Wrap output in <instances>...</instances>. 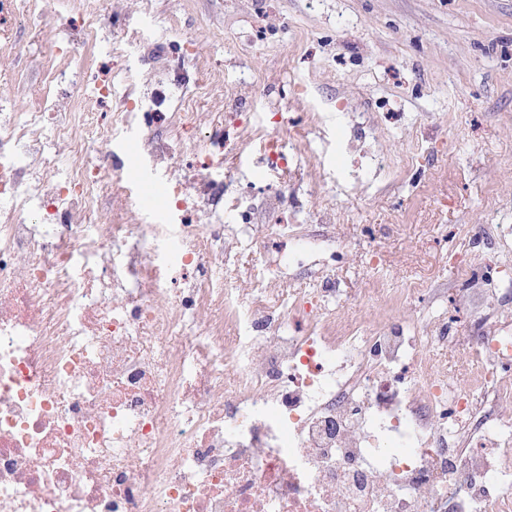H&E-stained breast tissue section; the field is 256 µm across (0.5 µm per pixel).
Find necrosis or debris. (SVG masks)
I'll return each instance as SVG.
<instances>
[{"mask_svg": "<svg viewBox=\"0 0 512 512\" xmlns=\"http://www.w3.org/2000/svg\"><path fill=\"white\" fill-rule=\"evenodd\" d=\"M21 14L41 25L48 0H0V54ZM83 82L57 69L0 114V512H512V330L481 317L448 381L447 315L371 324L338 288L291 287L323 279L334 227L227 193L222 117L186 168L134 108L71 99ZM116 139L180 186L135 224ZM274 236L225 284L242 241ZM236 255L237 258L233 266L224 265V281L240 284L246 282L253 270L259 267L262 261V252L245 242L239 245Z\"/></svg>", "mask_w": 512, "mask_h": 512, "instance_id": "4bbe7bcc", "label": "necrosis or debris"}]
</instances>
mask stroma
<instances>
[{
  "label": "stroma",
  "instance_id": "35a3bbf8",
  "mask_svg": "<svg viewBox=\"0 0 512 512\" xmlns=\"http://www.w3.org/2000/svg\"><path fill=\"white\" fill-rule=\"evenodd\" d=\"M88 85L126 68L141 94L168 66L185 87L202 75L221 86L207 106L224 139L316 112L306 146L279 139L287 169L224 154L229 191H288L270 224H332L346 250L328 279L345 301L377 283L417 287L421 298L464 284L463 267L501 263L493 300L475 296L455 314L461 338L477 317L512 320V240H474L470 225L512 224V0H106ZM17 81L0 85L25 107L53 46L72 48L52 24L17 22ZM125 170L168 197L135 143L114 142Z\"/></svg>",
  "mask_w": 512,
  "mask_h": 512
}]
</instances>
